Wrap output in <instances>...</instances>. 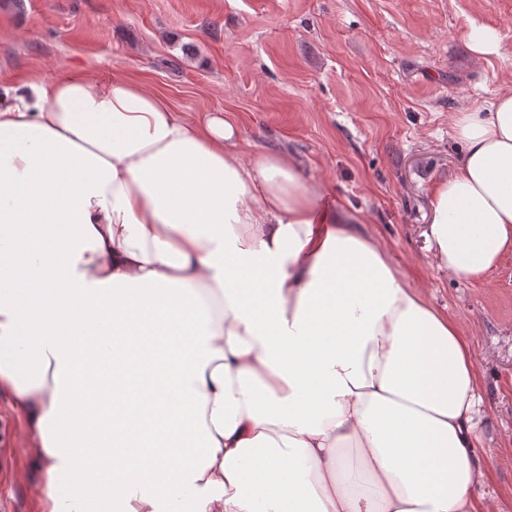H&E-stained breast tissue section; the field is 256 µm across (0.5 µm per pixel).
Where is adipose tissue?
<instances>
[{"label": "adipose tissue", "mask_w": 512, "mask_h": 512, "mask_svg": "<svg viewBox=\"0 0 512 512\" xmlns=\"http://www.w3.org/2000/svg\"><path fill=\"white\" fill-rule=\"evenodd\" d=\"M441 268L512 254V91L454 113ZM226 118L88 71L0 94V391L39 512H487L457 323Z\"/></svg>", "instance_id": "obj_1"}]
</instances>
